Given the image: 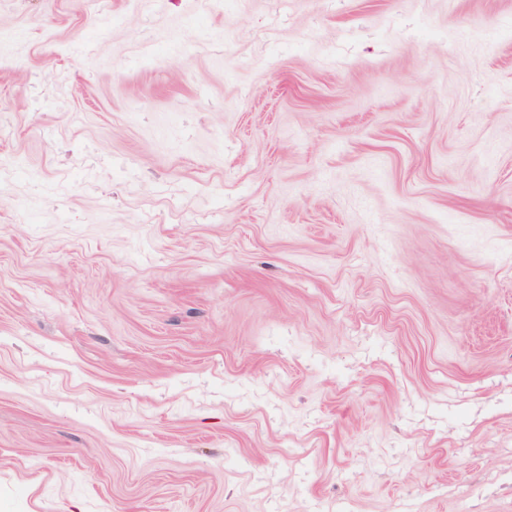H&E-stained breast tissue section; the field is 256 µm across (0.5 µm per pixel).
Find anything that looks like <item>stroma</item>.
Wrapping results in <instances>:
<instances>
[{
    "label": "stroma",
    "instance_id": "obj_1",
    "mask_svg": "<svg viewBox=\"0 0 512 512\" xmlns=\"http://www.w3.org/2000/svg\"><path fill=\"white\" fill-rule=\"evenodd\" d=\"M0 35V512H512V0Z\"/></svg>",
    "mask_w": 512,
    "mask_h": 512
}]
</instances>
